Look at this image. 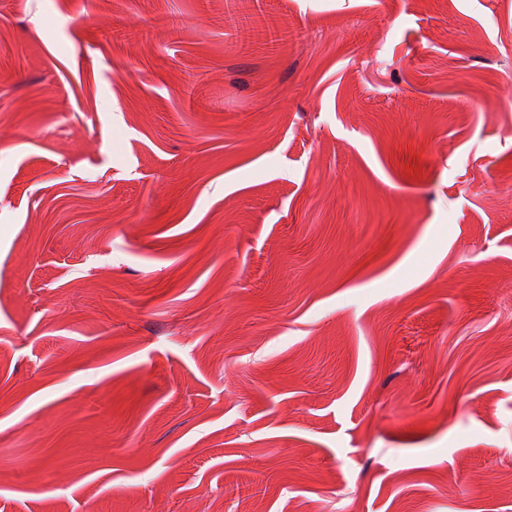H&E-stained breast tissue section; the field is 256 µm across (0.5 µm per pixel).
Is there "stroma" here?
Segmentation results:
<instances>
[{"instance_id":"obj_1","label":"stroma","mask_w":512,"mask_h":512,"mask_svg":"<svg viewBox=\"0 0 512 512\" xmlns=\"http://www.w3.org/2000/svg\"><path fill=\"white\" fill-rule=\"evenodd\" d=\"M0 512H512V0H0Z\"/></svg>"}]
</instances>
